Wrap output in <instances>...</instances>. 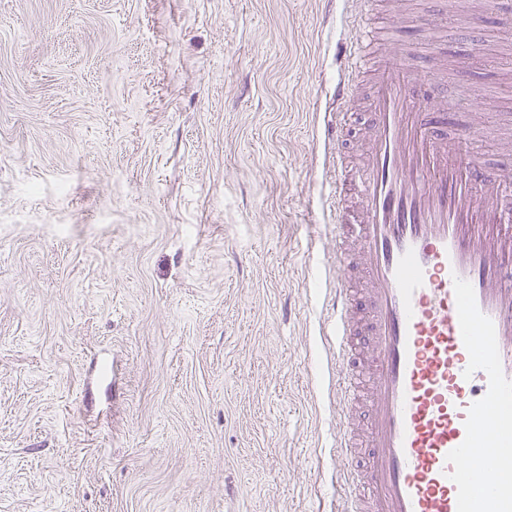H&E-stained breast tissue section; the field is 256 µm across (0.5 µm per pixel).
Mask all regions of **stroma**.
<instances>
[{"label": "stroma", "mask_w": 512, "mask_h": 512, "mask_svg": "<svg viewBox=\"0 0 512 512\" xmlns=\"http://www.w3.org/2000/svg\"><path fill=\"white\" fill-rule=\"evenodd\" d=\"M440 105L496 96L512 14ZM355 0H0V512H335L322 134Z\"/></svg>", "instance_id": "stroma-1"}]
</instances>
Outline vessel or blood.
<instances>
[{
	"label": "vessel or blood",
	"mask_w": 512,
	"mask_h": 512,
	"mask_svg": "<svg viewBox=\"0 0 512 512\" xmlns=\"http://www.w3.org/2000/svg\"><path fill=\"white\" fill-rule=\"evenodd\" d=\"M351 70L364 147L328 181L339 512H512V166H485L404 41L366 31ZM359 94L337 83L330 144Z\"/></svg>",
	"instance_id": "vessel-or-blood-1"
}]
</instances>
